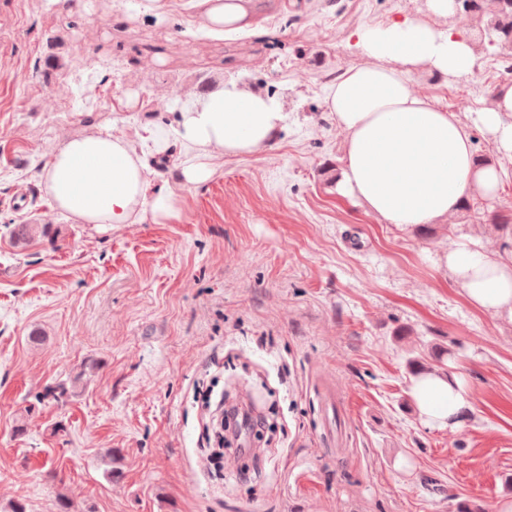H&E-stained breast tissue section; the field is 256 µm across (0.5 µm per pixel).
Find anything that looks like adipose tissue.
Masks as SVG:
<instances>
[{
    "label": "adipose tissue",
    "instance_id": "ef3b65f1",
    "mask_svg": "<svg viewBox=\"0 0 512 512\" xmlns=\"http://www.w3.org/2000/svg\"><path fill=\"white\" fill-rule=\"evenodd\" d=\"M202 30L221 37L248 27L240 0H189ZM361 60L325 89L326 108L344 134L338 190L382 223L424 227L453 219L476 194L495 197L512 179L502 165L479 163L472 129L489 137L498 156L512 158V85L492 106L463 121L417 92L414 72L442 78L473 74L480 55L472 39L406 16L354 31ZM281 102L230 82L186 105L173 133L144 124L133 134L103 128L68 142L44 171L50 207L86 224H169L180 218L173 191L155 188L154 166L178 148L180 181L206 182L213 163L271 147L287 126ZM445 263L474 307L512 317V257L459 246ZM411 396L421 423L455 431L473 406L456 374L416 377Z\"/></svg>",
    "mask_w": 512,
    "mask_h": 512
}]
</instances>
